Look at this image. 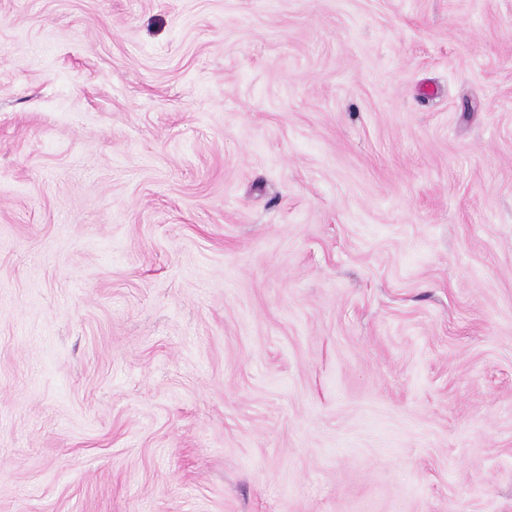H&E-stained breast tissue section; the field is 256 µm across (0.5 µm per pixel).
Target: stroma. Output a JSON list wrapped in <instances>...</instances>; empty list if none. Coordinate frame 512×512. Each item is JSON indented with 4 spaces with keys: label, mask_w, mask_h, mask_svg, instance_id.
<instances>
[{
    "label": "stroma",
    "mask_w": 512,
    "mask_h": 512,
    "mask_svg": "<svg viewBox=\"0 0 512 512\" xmlns=\"http://www.w3.org/2000/svg\"><path fill=\"white\" fill-rule=\"evenodd\" d=\"M0 512H512V0H0Z\"/></svg>",
    "instance_id": "obj_1"
}]
</instances>
